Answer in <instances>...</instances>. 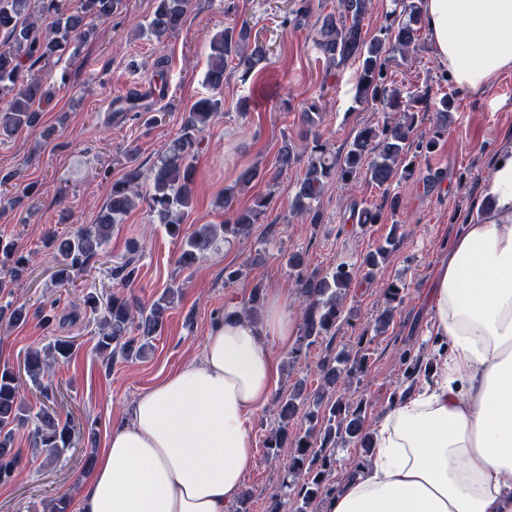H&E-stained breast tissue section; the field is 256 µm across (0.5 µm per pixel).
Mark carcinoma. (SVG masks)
<instances>
[{
	"label": "carcinoma",
	"mask_w": 512,
	"mask_h": 512,
	"mask_svg": "<svg viewBox=\"0 0 512 512\" xmlns=\"http://www.w3.org/2000/svg\"><path fill=\"white\" fill-rule=\"evenodd\" d=\"M66 2L0 0V32L5 34L4 42L0 43V136H9L25 126L32 127L40 120V113L35 109L43 98L40 83L19 80L25 61L50 60L69 49L77 52L79 43L93 35V30L84 28V20L92 17L107 21L121 4V0H79V10L74 14L69 12ZM369 3L370 0H336L332 11L317 15L313 23V42L325 58L327 68L339 69L349 63L357 65L355 101H379L389 111L403 113L404 122L365 127L340 154L314 140L291 201L293 213L309 218L312 224L320 220L313 204L321 196L326 182L335 178L347 185L364 178L377 186H387L399 175L409 174L411 166L406 164V159L410 150L429 152L436 145L434 139L410 142L411 129L419 106L427 101V92L420 90L405 100L399 90L385 83L383 70L389 54L402 55L417 45L424 27L423 0H407L400 19L372 37L363 27ZM39 5L57 16L55 24L44 31L33 21ZM190 5L191 0H154L152 17L143 32L158 42L164 41L180 29ZM267 58V46L259 37L252 36L247 22L217 33L209 43L205 74V83L212 94L194 103L185 115L181 133L168 143L151 167L147 203L168 234L181 238L177 263L183 268L196 265L218 242L228 243L248 234L251 225L269 205V197L258 196L252 207L236 209L231 188L224 192V211L229 213L224 223L199 224L193 231L182 234V219L193 196L195 148L206 127L223 108L218 93L224 88L225 75L236 73L246 82ZM142 177L139 167L130 166L123 178L112 182L97 223L71 237L48 236L58 258L56 281L63 285L73 281V273L83 270L99 254L112 226L120 223L135 205L134 187ZM394 246L396 239L392 236L365 256L362 267L367 275L376 273ZM114 272L128 288L136 279L131 259L115 267ZM351 282V271L343 265L323 275H297L295 287L307 302L300 341L312 345L336 329L343 315L342 298ZM403 291L404 288L393 282L385 289L386 305L375 321L376 333L386 332L393 315L392 304L401 300ZM179 295L181 289L169 288L145 306L132 295L112 294L103 303L92 292L84 294V308L97 314L96 352L108 362L146 356L154 348L153 341L162 329L168 308ZM74 347L73 341L57 338L41 350L25 353L23 370L46 400L52 399L53 388L44 378L50 375L54 365L70 359ZM357 367L345 353L325 360L321 365L323 388H333L341 380L351 378ZM21 388L20 373L8 364L0 366V484L10 480L21 461V450L14 447L16 429L33 425L29 433L31 451L42 455L46 461L59 460L73 445V425L46 405L33 411L23 402ZM323 397L324 394H318L307 407L308 428L304 433L292 435L290 423L303 403L300 392L290 393L279 405L280 425L268 440L270 449L293 441L288 474L301 480L297 498L304 503L333 493L326 483L333 459L325 454V448L339 442H354L367 451L373 448V436L365 427L361 410L339 402L325 406Z\"/></svg>",
	"instance_id": "carcinoma-1"
}]
</instances>
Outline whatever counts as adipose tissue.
Returning <instances> with one entry per match:
<instances>
[{"instance_id":"ef3b65f1","label":"adipose tissue","mask_w":512,"mask_h":512,"mask_svg":"<svg viewBox=\"0 0 512 512\" xmlns=\"http://www.w3.org/2000/svg\"><path fill=\"white\" fill-rule=\"evenodd\" d=\"M440 62L464 91L512 68V0H426ZM480 217L435 275L433 378L398 401L323 512H512V145L498 153ZM296 320L271 293L260 320L232 307L198 361L142 393L112 429L76 512H228L253 465L248 418L269 401L272 343Z\"/></svg>"}]
</instances>
